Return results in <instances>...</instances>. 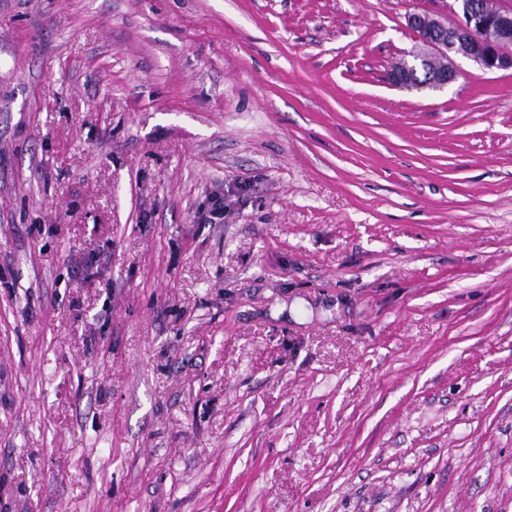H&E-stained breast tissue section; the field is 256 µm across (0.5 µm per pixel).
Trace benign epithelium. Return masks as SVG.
<instances>
[{
	"mask_svg": "<svg viewBox=\"0 0 512 512\" xmlns=\"http://www.w3.org/2000/svg\"><path fill=\"white\" fill-rule=\"evenodd\" d=\"M449 14L448 18L428 11L408 15V25L418 34L423 50L391 72L393 85L419 87L415 76L424 69L426 86L443 89L460 76L456 56L488 71L512 69V0H499L491 13L483 0H452Z\"/></svg>",
	"mask_w": 512,
	"mask_h": 512,
	"instance_id": "1",
	"label": "benign epithelium"
}]
</instances>
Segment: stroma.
Masks as SVG:
<instances>
[{
  "label": "stroma",
  "instance_id": "obj_1",
  "mask_svg": "<svg viewBox=\"0 0 512 512\" xmlns=\"http://www.w3.org/2000/svg\"><path fill=\"white\" fill-rule=\"evenodd\" d=\"M443 9L0 0V512H512V70L387 82Z\"/></svg>",
  "mask_w": 512,
  "mask_h": 512
}]
</instances>
